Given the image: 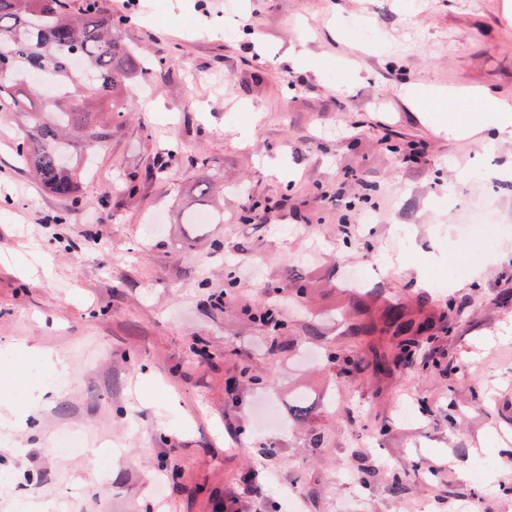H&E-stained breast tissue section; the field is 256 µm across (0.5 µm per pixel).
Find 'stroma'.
<instances>
[{
  "instance_id": "1",
  "label": "stroma",
  "mask_w": 512,
  "mask_h": 512,
  "mask_svg": "<svg viewBox=\"0 0 512 512\" xmlns=\"http://www.w3.org/2000/svg\"><path fill=\"white\" fill-rule=\"evenodd\" d=\"M225 2L102 0L155 67L80 202L0 119V512H288L294 489L300 512H512V179L478 177L512 141L445 130L486 94L512 111V0ZM418 83L462 97L419 110ZM216 171L223 223H182ZM299 273L323 282L301 306ZM388 302L437 330L391 374L340 373ZM47 349L58 389L26 371ZM301 388L325 449L288 417Z\"/></svg>"
}]
</instances>
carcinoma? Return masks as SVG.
<instances>
[{
    "label": "carcinoma",
    "instance_id": "carcinoma-1",
    "mask_svg": "<svg viewBox=\"0 0 512 512\" xmlns=\"http://www.w3.org/2000/svg\"><path fill=\"white\" fill-rule=\"evenodd\" d=\"M125 20H112L100 0H0V112L21 116L16 152L48 192L79 201L84 153L99 148L124 125L129 89L151 63L122 38ZM219 186L196 187L194 206L211 223H224L214 206ZM355 335L365 338L390 329L402 340L392 357L399 366L412 355L415 337L430 329L399 304L381 316L360 311Z\"/></svg>",
    "mask_w": 512,
    "mask_h": 512
}]
</instances>
